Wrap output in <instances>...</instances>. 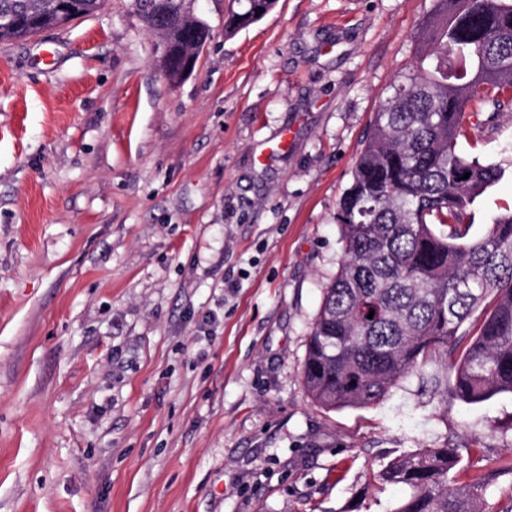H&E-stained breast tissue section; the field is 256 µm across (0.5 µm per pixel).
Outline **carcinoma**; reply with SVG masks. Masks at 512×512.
<instances>
[{
  "mask_svg": "<svg viewBox=\"0 0 512 512\" xmlns=\"http://www.w3.org/2000/svg\"><path fill=\"white\" fill-rule=\"evenodd\" d=\"M105 0H0V42L60 27ZM169 46L161 66L178 74L187 44L209 39L184 27L187 0H137ZM224 21L234 35L276 0H238ZM416 61L375 114L336 209L343 245L311 323L302 377L328 409L366 408L418 374L476 404L512 394V213L478 240L466 211L505 168L461 156L471 118L512 112V0H434L420 20ZM470 177L463 178L465 173ZM476 331H462L477 308ZM372 318H367L368 314ZM467 448H416L388 461L378 490L405 489L392 512H482L488 482L456 483Z\"/></svg>",
  "mask_w": 512,
  "mask_h": 512,
  "instance_id": "cac0c4a2",
  "label": "carcinoma"
}]
</instances>
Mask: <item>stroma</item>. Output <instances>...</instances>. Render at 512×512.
Instances as JSON below:
<instances>
[{
	"label": "stroma",
	"mask_w": 512,
	"mask_h": 512,
	"mask_svg": "<svg viewBox=\"0 0 512 512\" xmlns=\"http://www.w3.org/2000/svg\"><path fill=\"white\" fill-rule=\"evenodd\" d=\"M163 74L135 0L0 43V512H393L373 473L461 445L512 507V396L411 376L326 409L302 383L335 215L433 0H277ZM457 148L512 160V115ZM512 177L474 202L478 238Z\"/></svg>",
	"instance_id": "obj_1"
}]
</instances>
